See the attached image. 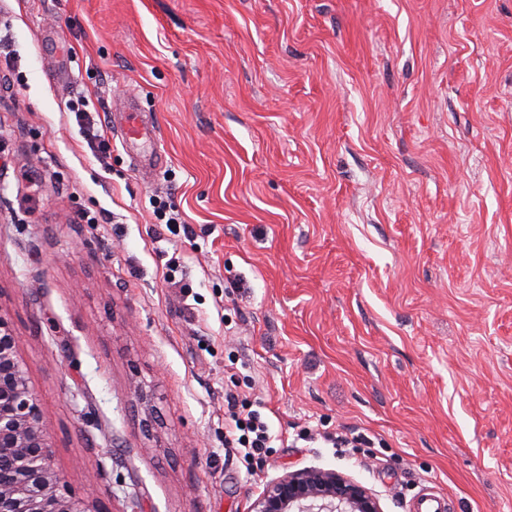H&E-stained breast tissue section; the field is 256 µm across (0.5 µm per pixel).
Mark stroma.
<instances>
[{"label": "stroma", "mask_w": 512, "mask_h": 512, "mask_svg": "<svg viewBox=\"0 0 512 512\" xmlns=\"http://www.w3.org/2000/svg\"><path fill=\"white\" fill-rule=\"evenodd\" d=\"M0 317L92 512H249L307 468L512 512V0H0ZM234 382L278 437L252 476ZM120 136L123 147L136 153L140 167L151 168L156 164L158 156L152 147L156 131L153 126L143 123L132 101L123 113Z\"/></svg>", "instance_id": "stroma-1"}]
</instances>
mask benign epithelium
<instances>
[{"label":"benign epithelium","mask_w":512,"mask_h":512,"mask_svg":"<svg viewBox=\"0 0 512 512\" xmlns=\"http://www.w3.org/2000/svg\"><path fill=\"white\" fill-rule=\"evenodd\" d=\"M19 341L0 317V512H92L72 497L54 465L38 398L20 359ZM250 512H382L379 499L334 469H304L268 483Z\"/></svg>","instance_id":"7a95c632"}]
</instances>
